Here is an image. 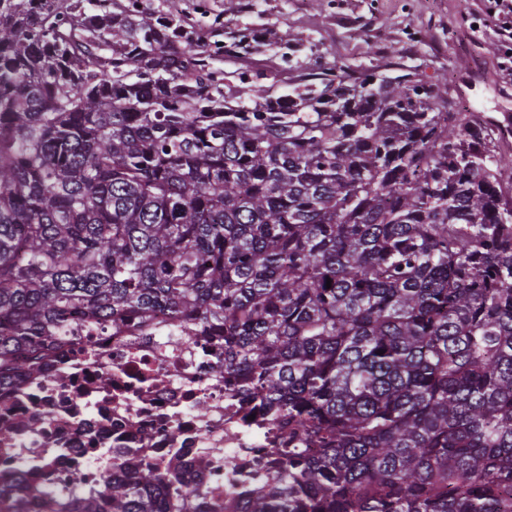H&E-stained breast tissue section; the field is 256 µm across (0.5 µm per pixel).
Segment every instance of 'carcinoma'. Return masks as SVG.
Here are the masks:
<instances>
[{"mask_svg":"<svg viewBox=\"0 0 512 512\" xmlns=\"http://www.w3.org/2000/svg\"><path fill=\"white\" fill-rule=\"evenodd\" d=\"M169 2L0 7V380L163 325L279 430L242 512H512V145L412 72L227 85L245 40ZM177 471L0 500L219 512Z\"/></svg>","mask_w":512,"mask_h":512,"instance_id":"obj_1","label":"carcinoma"}]
</instances>
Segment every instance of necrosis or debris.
Here are the masks:
<instances>
[{
    "instance_id": "1",
    "label": "necrosis or debris",
    "mask_w": 512,
    "mask_h": 512,
    "mask_svg": "<svg viewBox=\"0 0 512 512\" xmlns=\"http://www.w3.org/2000/svg\"><path fill=\"white\" fill-rule=\"evenodd\" d=\"M215 353L201 336L79 327L41 373L0 383V478L64 496L97 484L116 457L161 471L175 462L186 484L232 504L274 461L279 435L213 381Z\"/></svg>"
}]
</instances>
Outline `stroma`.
<instances>
[{
    "mask_svg": "<svg viewBox=\"0 0 512 512\" xmlns=\"http://www.w3.org/2000/svg\"><path fill=\"white\" fill-rule=\"evenodd\" d=\"M189 17L223 16L240 33L264 29L248 63L262 84L285 86L318 65L336 74L398 63L447 81L456 104L497 121L512 117V81L498 68L489 0H179ZM300 43L296 71L282 69L274 42Z\"/></svg>",
    "mask_w": 512,
    "mask_h": 512,
    "instance_id": "obj_1",
    "label": "stroma"
}]
</instances>
